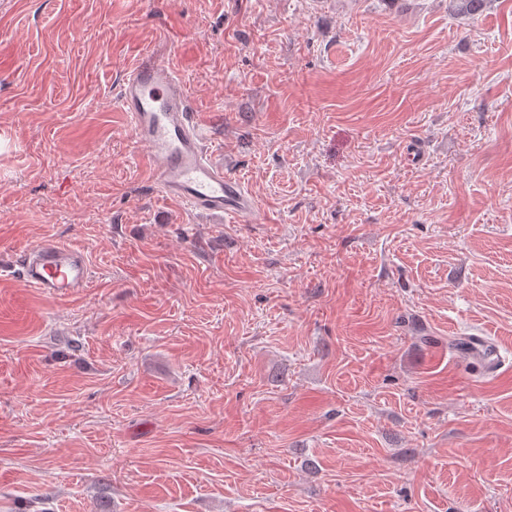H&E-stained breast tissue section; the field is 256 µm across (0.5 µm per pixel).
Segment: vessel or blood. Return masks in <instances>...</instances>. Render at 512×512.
<instances>
[{
	"label": "vessel or blood",
	"instance_id": "vessel-or-blood-1",
	"mask_svg": "<svg viewBox=\"0 0 512 512\" xmlns=\"http://www.w3.org/2000/svg\"><path fill=\"white\" fill-rule=\"evenodd\" d=\"M119 102L159 190L203 214H252L255 202L224 172L218 148L201 127L183 79L155 54L144 55L124 76ZM21 279L50 298L88 287L91 270L77 249L55 243L30 246L19 262Z\"/></svg>",
	"mask_w": 512,
	"mask_h": 512
}]
</instances>
